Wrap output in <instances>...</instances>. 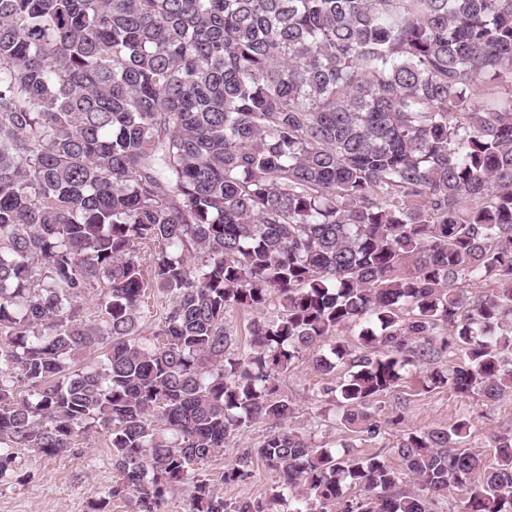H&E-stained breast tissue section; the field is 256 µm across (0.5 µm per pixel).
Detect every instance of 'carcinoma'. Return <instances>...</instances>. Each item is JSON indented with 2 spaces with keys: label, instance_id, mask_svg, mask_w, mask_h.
Here are the masks:
<instances>
[{
  "label": "carcinoma",
  "instance_id": "1",
  "mask_svg": "<svg viewBox=\"0 0 512 512\" xmlns=\"http://www.w3.org/2000/svg\"><path fill=\"white\" fill-rule=\"evenodd\" d=\"M506 70L512 0H0V477L99 427L136 512H512V433L486 466L469 421L414 430L397 469L312 447L278 385L345 366L371 437L413 368L512 398V92L477 98ZM255 423L224 483L275 494L227 501L195 466ZM278 309V302L276 296H272L271 302L262 314L251 312H238L234 311L226 315L228 327L237 333L242 341L250 340V328L253 320L260 319V317H272L276 315Z\"/></svg>",
  "mask_w": 512,
  "mask_h": 512
}]
</instances>
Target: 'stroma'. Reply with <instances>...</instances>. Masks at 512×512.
<instances>
[{"label":"stroma","mask_w":512,"mask_h":512,"mask_svg":"<svg viewBox=\"0 0 512 512\" xmlns=\"http://www.w3.org/2000/svg\"><path fill=\"white\" fill-rule=\"evenodd\" d=\"M423 371L412 372L394 393L381 397L378 404L383 414L403 407L404 421L383 427L374 438L357 435L343 425L332 422V404L321 401L319 394L326 385H340L341 374L324 377L315 372L307 360L294 362L288 374L280 378V390L295 405L293 425L310 437L314 446L339 449L342 443L353 446L354 453L388 451L408 429L442 428L467 418L472 423L466 447L480 453L484 464L496 461L494 438L512 426V402L486 405L478 396L467 398L445 387L429 388ZM329 423H322V416ZM106 433L98 428L86 430L78 437L72 454L46 457L25 449L16 453L13 479L0 480V512H134L133 502L111 495L120 473L112 465ZM234 449H225L222 456L206 463L200 474L210 480L225 499L263 497L271 494L275 476L262 463H255L251 475L236 484L222 480L224 466Z\"/></svg>","instance_id":"35a3bbf8"}]
</instances>
